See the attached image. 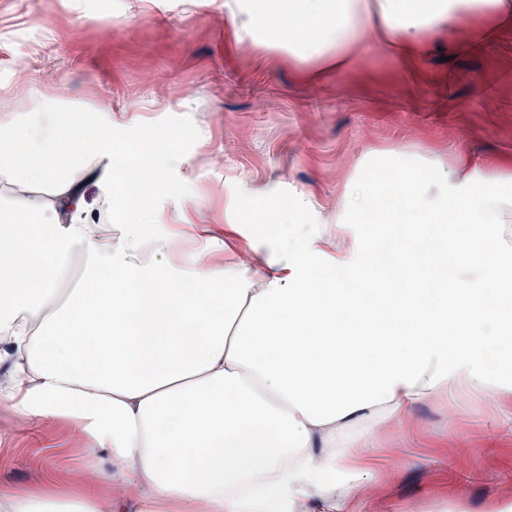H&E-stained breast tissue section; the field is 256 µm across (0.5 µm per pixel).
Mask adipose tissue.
<instances>
[{
    "instance_id": "ef3b65f1",
    "label": "adipose tissue",
    "mask_w": 512,
    "mask_h": 512,
    "mask_svg": "<svg viewBox=\"0 0 512 512\" xmlns=\"http://www.w3.org/2000/svg\"><path fill=\"white\" fill-rule=\"evenodd\" d=\"M315 38L286 23L278 50L340 70L376 34L401 60L441 33L474 42L512 24V0H301ZM59 101L0 120V357L12 360L0 408L28 423L66 420L85 448L117 463V492L156 512H299L303 488L356 496L360 449L414 429L420 404L451 397L512 405V276L490 265L470 224L492 225L512 257V169L442 168L397 153L405 184L435 171L433 198L409 217L369 209L377 184L351 176L311 251L279 224H209L191 239L154 231L146 209L101 232V200L125 166L110 112L64 119ZM96 187L97 201L87 190ZM373 224L386 271L356 265L363 241L348 219ZM443 225L424 264L427 225ZM94 296L57 301L73 252ZM498 351L490 365L488 354ZM112 498L7 496L0 512H116Z\"/></svg>"
}]
</instances>
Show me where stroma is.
Listing matches in <instances>:
<instances>
[{
  "label": "stroma",
  "mask_w": 512,
  "mask_h": 512,
  "mask_svg": "<svg viewBox=\"0 0 512 512\" xmlns=\"http://www.w3.org/2000/svg\"><path fill=\"white\" fill-rule=\"evenodd\" d=\"M251 0H0V110L46 97L130 117L114 143L128 165L160 157L147 207L199 195L206 223L255 224L277 206L317 240L356 161L395 186L394 153L448 167H512V26L477 46L429 41L412 62L368 36L343 72L273 50ZM23 59L25 68L14 66ZM413 439L392 437L346 512H498L512 506V422L474 406L422 405ZM113 470L69 422L39 427L0 412V496L66 490L106 496Z\"/></svg>",
  "instance_id": "35a3bbf8"
}]
</instances>
